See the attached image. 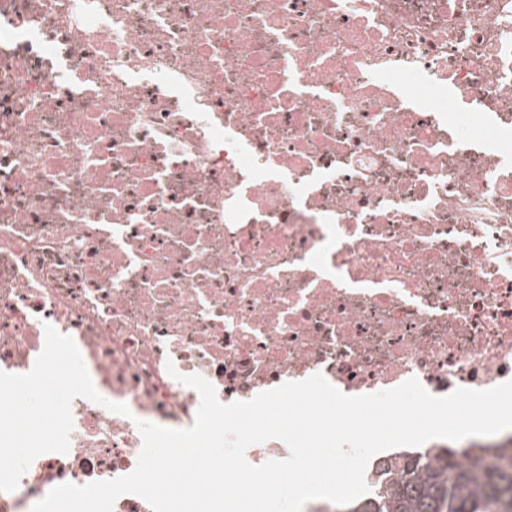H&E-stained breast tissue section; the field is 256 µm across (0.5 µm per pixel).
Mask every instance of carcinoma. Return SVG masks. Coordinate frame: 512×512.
Instances as JSON below:
<instances>
[{
    "label": "carcinoma",
    "instance_id": "1",
    "mask_svg": "<svg viewBox=\"0 0 512 512\" xmlns=\"http://www.w3.org/2000/svg\"><path fill=\"white\" fill-rule=\"evenodd\" d=\"M392 474L332 512H512V459L463 465L420 452Z\"/></svg>",
    "mask_w": 512,
    "mask_h": 512
}]
</instances>
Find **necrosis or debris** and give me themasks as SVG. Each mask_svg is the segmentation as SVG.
Returning a JSON list of instances; mask_svg holds the SVG:
<instances>
[{"mask_svg":"<svg viewBox=\"0 0 512 512\" xmlns=\"http://www.w3.org/2000/svg\"><path fill=\"white\" fill-rule=\"evenodd\" d=\"M97 391L0 512L247 401L512 380V0H0V371ZM512 431L428 448L470 464Z\"/></svg>","mask_w":512,"mask_h":512,"instance_id":"necrosis-or-debris-1","label":"necrosis or debris"}]
</instances>
